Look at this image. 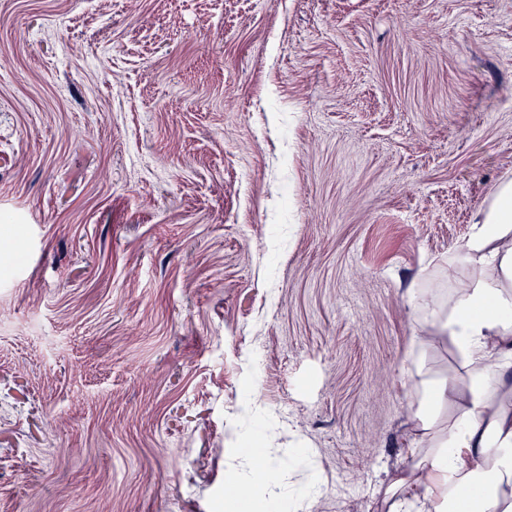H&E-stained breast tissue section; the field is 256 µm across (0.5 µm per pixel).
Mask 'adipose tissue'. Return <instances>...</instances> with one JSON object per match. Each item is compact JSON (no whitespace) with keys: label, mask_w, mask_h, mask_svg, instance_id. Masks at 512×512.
<instances>
[{"label":"adipose tissue","mask_w":512,"mask_h":512,"mask_svg":"<svg viewBox=\"0 0 512 512\" xmlns=\"http://www.w3.org/2000/svg\"><path fill=\"white\" fill-rule=\"evenodd\" d=\"M475 274L445 302L430 307L438 331L455 350L460 374L435 382L432 405L447 411L439 430L420 414L427 446L384 491L387 512H512V180L501 183L457 252ZM498 479L488 484L487 471ZM423 494H415L416 486Z\"/></svg>","instance_id":"obj_1"}]
</instances>
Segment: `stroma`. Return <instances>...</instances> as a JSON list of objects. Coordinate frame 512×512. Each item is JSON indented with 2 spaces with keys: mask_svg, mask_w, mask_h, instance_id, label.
I'll return each mask as SVG.
<instances>
[{
  "mask_svg": "<svg viewBox=\"0 0 512 512\" xmlns=\"http://www.w3.org/2000/svg\"><path fill=\"white\" fill-rule=\"evenodd\" d=\"M506 180L512 0H0V512H380Z\"/></svg>",
  "mask_w": 512,
  "mask_h": 512,
  "instance_id": "35a3bbf8",
  "label": "stroma"
}]
</instances>
